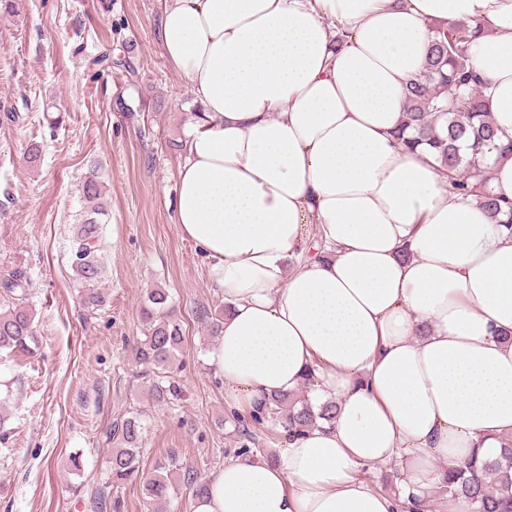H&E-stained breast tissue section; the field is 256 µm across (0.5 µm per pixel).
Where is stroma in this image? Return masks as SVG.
<instances>
[{"label":"stroma","mask_w":512,"mask_h":512,"mask_svg":"<svg viewBox=\"0 0 512 512\" xmlns=\"http://www.w3.org/2000/svg\"><path fill=\"white\" fill-rule=\"evenodd\" d=\"M21 3L17 15L0 14V277L26 276L40 351L0 365L11 414L0 512H94L118 445L109 431L132 416L143 426L140 473L116 494L122 512H151L142 487L160 460L176 454L205 478L238 449L208 365L210 326L197 314L224 297L175 222L181 142L197 106L159 43L165 0ZM105 53L112 67L97 65ZM94 167L109 203L100 235L108 303L98 309L82 302L70 249ZM154 288L168 292L185 336L171 370L182 395L168 404L134 355Z\"/></svg>","instance_id":"obj_1"}]
</instances>
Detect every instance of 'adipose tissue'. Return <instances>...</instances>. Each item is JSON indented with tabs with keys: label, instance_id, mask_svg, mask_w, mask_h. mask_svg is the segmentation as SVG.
Here are the masks:
<instances>
[{
	"label": "adipose tissue",
	"instance_id": "obj_1",
	"mask_svg": "<svg viewBox=\"0 0 512 512\" xmlns=\"http://www.w3.org/2000/svg\"><path fill=\"white\" fill-rule=\"evenodd\" d=\"M458 21L512 141V0H168L160 43L199 106L176 222L224 295V403L311 377L336 405L229 458L193 512H469L436 499L446 469L512 436V230L394 135L429 24Z\"/></svg>",
	"mask_w": 512,
	"mask_h": 512
}]
</instances>
